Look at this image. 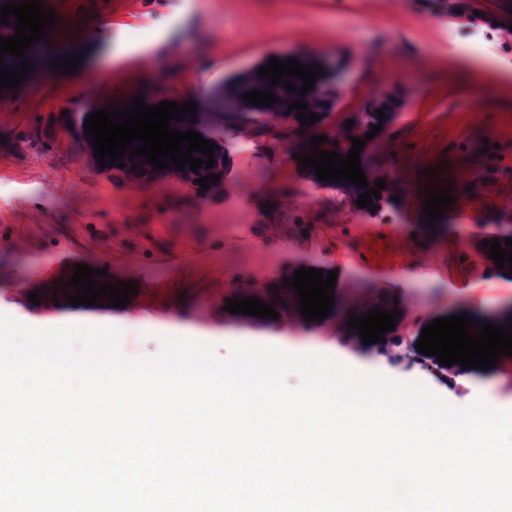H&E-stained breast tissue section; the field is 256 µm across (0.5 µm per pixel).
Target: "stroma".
Masks as SVG:
<instances>
[{
    "label": "stroma",
    "mask_w": 512,
    "mask_h": 512,
    "mask_svg": "<svg viewBox=\"0 0 512 512\" xmlns=\"http://www.w3.org/2000/svg\"><path fill=\"white\" fill-rule=\"evenodd\" d=\"M69 12L33 44V62L63 57L70 43L122 58L96 71L28 75L18 91L0 90V227L21 225L30 247L0 237V314L37 328L99 325L118 328L121 349L134 357L159 350V336L262 344L295 353L336 343L365 372L419 380L463 407L489 393L512 406V373L446 367L420 353L416 343L432 320L467 315L477 321L512 319V276L497 272L478 248L476 218L493 224L504 203L512 204V0H480L499 28H474L455 19L417 12L408 0H380L377 11L346 9L336 0H67ZM321 54L343 59L339 78L354 106L386 75L411 93L406 109L363 152L368 164L388 170L396 196L382 212L414 234L418 250H435L441 270L413 264L384 282L360 267L341 263L349 242L297 249L312 232L345 225L335 192L319 188L298 163L300 144L285 159L240 153L229 113L244 103L227 98L229 86L260 68L268 55ZM166 76L204 91L196 112L199 132L224 144L226 185L204 194L159 177L137 184L112 182L92 166L73 133L84 116L126 106L135 96L151 104L173 100L156 88ZM495 154L484 153L485 143ZM437 171L427 178L426 168ZM449 189L447 216L427 226L422 208L428 187ZM313 200L301 199L302 191ZM252 204L251 226L265 229V246L276 263L263 269L259 287L240 288L238 271L250 260L246 249L224 244L226 199ZM279 206L287 222H273ZM142 225L139 236L127 227ZM84 255L106 270L110 284L128 281L123 263L133 259L153 269L151 285L124 307L74 306L54 302L55 285L69 282L73 266L62 253ZM337 274L328 316L305 320L296 308L278 319L225 311L227 299L251 296L277 306L275 296L299 266ZM38 293L39 303L29 302ZM408 312L409 366L393 365L391 344H364L358 331L336 333L343 311L356 308Z\"/></svg>",
    "instance_id": "obj_1"
}]
</instances>
